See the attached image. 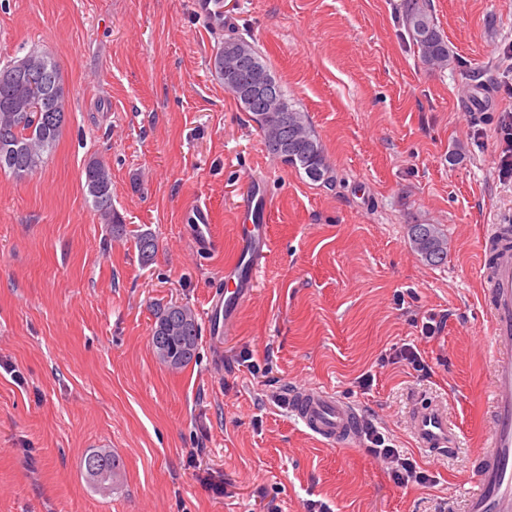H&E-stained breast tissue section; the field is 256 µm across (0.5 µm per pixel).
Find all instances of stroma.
<instances>
[{
    "mask_svg": "<svg viewBox=\"0 0 512 512\" xmlns=\"http://www.w3.org/2000/svg\"><path fill=\"white\" fill-rule=\"evenodd\" d=\"M227 2L214 31L190 0H0V65L50 56L67 104L42 168L0 171V512H466L490 424L482 241L512 219L495 166L512 0H430L442 69L422 63L401 0ZM229 35L254 43L308 114L329 182L267 152L211 65ZM94 157L111 168L123 235L86 198ZM251 174L268 183L271 248L216 336L203 320ZM196 201L213 214L206 252L187 222ZM412 224L445 234V264L412 250ZM143 231L158 244L148 265ZM167 304L202 323L176 371L150 345ZM432 315L444 328L426 341ZM405 345L428 372L393 362ZM309 384L354 404L434 483L399 487L359 441L325 450L283 402ZM430 403L458 436L439 458L409 425ZM94 448L122 462L112 491L84 475Z\"/></svg>",
    "mask_w": 512,
    "mask_h": 512,
    "instance_id": "35a3bbf8",
    "label": "stroma"
}]
</instances>
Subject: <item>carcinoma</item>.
<instances>
[{"instance_id":"obj_1","label":"carcinoma","mask_w":512,"mask_h":512,"mask_svg":"<svg viewBox=\"0 0 512 512\" xmlns=\"http://www.w3.org/2000/svg\"><path fill=\"white\" fill-rule=\"evenodd\" d=\"M402 21L417 47L421 60L431 66L448 64L450 53L429 9V0H402ZM280 97L288 105L287 112L255 111L250 113L260 131L267 151L291 168L304 172L313 182H326L331 172L325 150L312 127L308 115L296 108L282 84H277ZM46 82L18 79L0 84V141L16 149L0 154V170H8L22 178L37 171L45 162L62 128H51L44 123L47 110L66 106L65 101L50 96ZM84 181L92 204L102 223L112 227V234L123 231V220L112 207V173L99 159H91L84 168ZM410 242L420 256L431 265L443 263L448 256L447 240L434 224L409 225ZM137 248L141 260H153L157 244L150 233L139 235ZM155 323L171 324L176 328L165 338L151 337L152 350L157 359L178 370L196 358L199 325L195 314L186 306L166 305L154 313ZM102 464L98 472H85L87 480L100 488L110 489L117 483L120 459L112 451L100 449L90 452Z\"/></svg>"}]
</instances>
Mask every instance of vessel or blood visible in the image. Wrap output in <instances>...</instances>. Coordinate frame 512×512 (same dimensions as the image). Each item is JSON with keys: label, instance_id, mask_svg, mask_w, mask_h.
I'll list each match as a JSON object with an SVG mask.
<instances>
[{"label": "vessel or blood", "instance_id": "b4317fda", "mask_svg": "<svg viewBox=\"0 0 512 512\" xmlns=\"http://www.w3.org/2000/svg\"><path fill=\"white\" fill-rule=\"evenodd\" d=\"M193 11L210 28H224V0H193ZM238 208L246 223L238 242L237 258L224 268V289L214 293L206 310L213 334L229 329L237 308L254 292V275L269 247L266 231L268 201L263 182L252 179ZM187 220L200 250L210 249L212 216L207 205L193 206ZM484 251L488 289L484 301L490 314L489 338L493 346L489 405L492 421L475 469L477 490L467 499L466 512H512V226L489 225ZM290 413L327 446L356 439L361 416L335 393L309 386L291 393ZM419 444L436 454L454 447L456 437L448 416L426 407L413 415Z\"/></svg>", "mask_w": 512, "mask_h": 512}]
</instances>
